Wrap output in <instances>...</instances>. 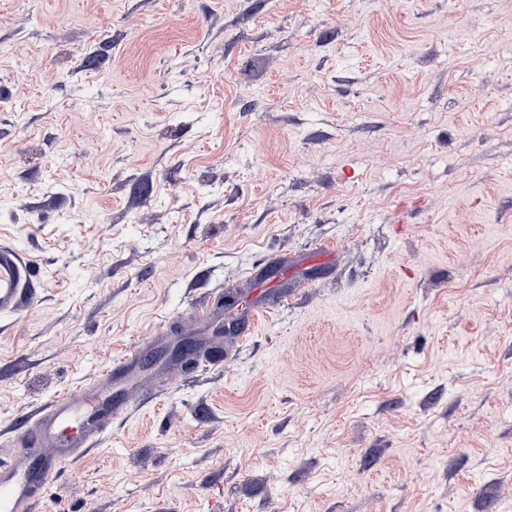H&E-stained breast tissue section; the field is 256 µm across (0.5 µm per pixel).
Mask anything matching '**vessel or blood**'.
<instances>
[{"label": "vessel or blood", "mask_w": 512, "mask_h": 512, "mask_svg": "<svg viewBox=\"0 0 512 512\" xmlns=\"http://www.w3.org/2000/svg\"><path fill=\"white\" fill-rule=\"evenodd\" d=\"M29 265L13 246L0 244V314L18 311L31 297ZM147 354L143 342L127 346L100 380L58 394L36 427L16 438L10 457L0 461V512H33L36 494L70 462L88 454L113 421L126 416L125 378Z\"/></svg>", "instance_id": "b4317fda"}]
</instances>
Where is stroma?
Segmentation results:
<instances>
[{"label":"stroma","instance_id":"stroma-1","mask_svg":"<svg viewBox=\"0 0 512 512\" xmlns=\"http://www.w3.org/2000/svg\"><path fill=\"white\" fill-rule=\"evenodd\" d=\"M0 243V439L152 359L36 512H512V0H0ZM29 265L12 245L0 244V314H13L31 298Z\"/></svg>","mask_w":512,"mask_h":512}]
</instances>
